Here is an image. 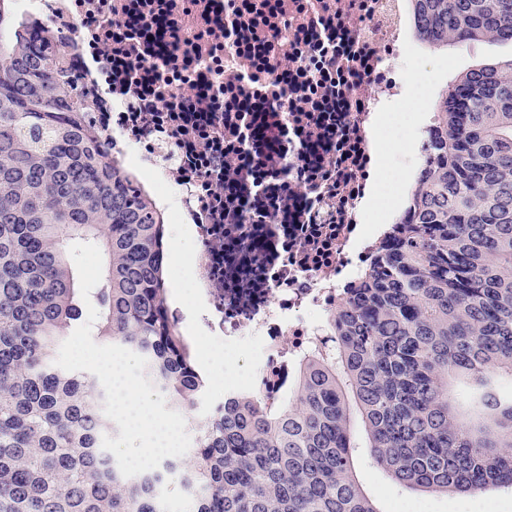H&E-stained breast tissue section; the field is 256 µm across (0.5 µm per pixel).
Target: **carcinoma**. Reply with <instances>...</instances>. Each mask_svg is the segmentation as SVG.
I'll list each match as a JSON object with an SVG mask.
<instances>
[{"mask_svg":"<svg viewBox=\"0 0 512 512\" xmlns=\"http://www.w3.org/2000/svg\"><path fill=\"white\" fill-rule=\"evenodd\" d=\"M0 0V512H379L354 466L411 491L512 488V59L436 101L404 232L341 299L336 343L302 359L288 400L242 396L191 456L124 477L93 376L55 364L83 303L69 241L97 245L92 335L136 351L173 410L209 378L166 298L164 221L84 120L68 51ZM434 51L512 45V0H409Z\"/></svg>","mask_w":512,"mask_h":512,"instance_id":"carcinoma-1","label":"carcinoma"}]
</instances>
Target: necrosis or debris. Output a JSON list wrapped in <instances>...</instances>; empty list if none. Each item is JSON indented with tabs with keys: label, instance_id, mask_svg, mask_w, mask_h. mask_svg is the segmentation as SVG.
Segmentation results:
<instances>
[{
	"label": "necrosis or debris",
	"instance_id": "obj_1",
	"mask_svg": "<svg viewBox=\"0 0 512 512\" xmlns=\"http://www.w3.org/2000/svg\"><path fill=\"white\" fill-rule=\"evenodd\" d=\"M16 6L70 48L87 125L191 235L193 340L202 357L226 354L211 408L241 395L282 403L300 357L332 343L339 290L409 214L412 188L376 166L373 143L391 138L376 115L422 99L411 148L423 158L438 128L432 88L408 90L395 69L420 52L408 0Z\"/></svg>",
	"mask_w": 512,
	"mask_h": 512
}]
</instances>
